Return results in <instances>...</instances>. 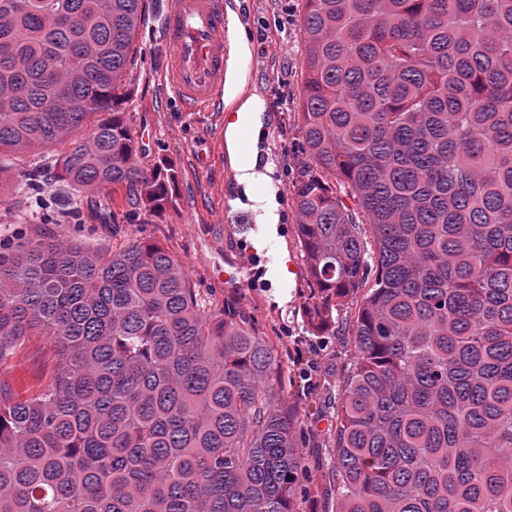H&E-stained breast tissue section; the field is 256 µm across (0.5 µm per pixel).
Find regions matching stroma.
<instances>
[{
  "instance_id": "1",
  "label": "stroma",
  "mask_w": 512,
  "mask_h": 512,
  "mask_svg": "<svg viewBox=\"0 0 512 512\" xmlns=\"http://www.w3.org/2000/svg\"><path fill=\"white\" fill-rule=\"evenodd\" d=\"M227 5L228 31H244L249 50L232 55L223 114L183 111L162 86L159 17L148 14L137 39L143 59L130 75L134 98L126 118L142 137L144 165L164 157L176 166L177 206L145 224L100 223L99 197L93 192L75 191L47 173L38 180L39 194L20 187L16 171L42 164L43 155L36 150L18 159L0 158L6 169L0 177V240L41 231L35 199L42 196L51 201L58 229L66 234L77 230L69 213L73 205H81L86 222L77 231L91 247L109 251L135 238L162 245L187 267L194 287L212 307L223 308L225 296L234 295L259 334L279 342L286 369L284 394L310 406L318 399L310 390L312 372L336 376L349 365L348 333L359 302L351 300L337 313L330 335L307 331L302 311L308 278L291 205L292 183L309 164L294 107L302 89L304 0H227ZM244 110L260 125L255 170L274 189L282 215L280 224L268 231L257 225L240 182L238 152L227 139L229 125ZM282 260L292 273L285 283L268 273ZM54 369L52 344L32 336L0 367V379L10 383L17 398L26 399L50 383Z\"/></svg>"
}]
</instances>
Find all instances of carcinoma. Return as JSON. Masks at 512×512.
<instances>
[{
  "label": "carcinoma",
  "mask_w": 512,
  "mask_h": 512,
  "mask_svg": "<svg viewBox=\"0 0 512 512\" xmlns=\"http://www.w3.org/2000/svg\"><path fill=\"white\" fill-rule=\"evenodd\" d=\"M145 22V0H0V154L53 149L105 224L177 203L125 119ZM300 30L310 331L377 272L331 467L234 300L207 307L156 242L44 232L0 242V363L29 336L56 352L40 395L0 381V512H300L328 491L333 512H512V0H305Z\"/></svg>",
  "instance_id": "1"
}]
</instances>
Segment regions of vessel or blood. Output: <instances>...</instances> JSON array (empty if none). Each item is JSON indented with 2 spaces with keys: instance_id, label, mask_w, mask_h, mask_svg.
<instances>
[{
  "instance_id": "vessel-or-blood-1",
  "label": "vessel or blood",
  "mask_w": 512,
  "mask_h": 512,
  "mask_svg": "<svg viewBox=\"0 0 512 512\" xmlns=\"http://www.w3.org/2000/svg\"><path fill=\"white\" fill-rule=\"evenodd\" d=\"M226 21L224 0H163L160 79L185 111L224 109Z\"/></svg>"
}]
</instances>
